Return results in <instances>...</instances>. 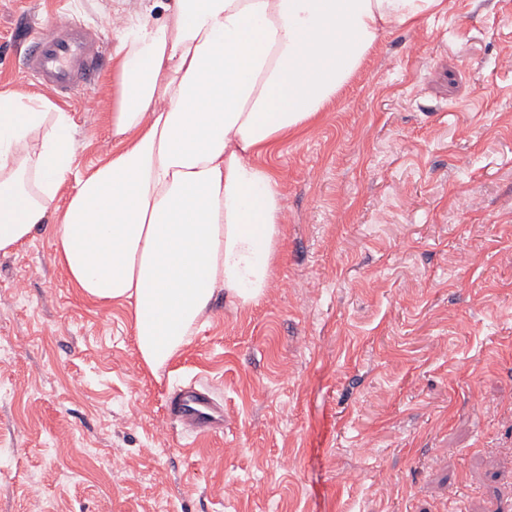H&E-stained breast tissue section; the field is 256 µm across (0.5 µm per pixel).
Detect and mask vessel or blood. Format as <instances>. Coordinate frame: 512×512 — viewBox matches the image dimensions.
I'll return each mask as SVG.
<instances>
[{
	"mask_svg": "<svg viewBox=\"0 0 512 512\" xmlns=\"http://www.w3.org/2000/svg\"><path fill=\"white\" fill-rule=\"evenodd\" d=\"M99 59L95 39L74 21L62 19L34 38L26 66L45 90L63 102L76 89L94 84ZM167 407L172 421L192 438L206 437L224 427V406L207 387H181L169 395Z\"/></svg>",
	"mask_w": 512,
	"mask_h": 512,
	"instance_id": "vessel-or-blood-1",
	"label": "vessel or blood"
}]
</instances>
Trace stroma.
I'll return each instance as SVG.
<instances>
[{"label": "stroma", "mask_w": 512, "mask_h": 512, "mask_svg": "<svg viewBox=\"0 0 512 512\" xmlns=\"http://www.w3.org/2000/svg\"><path fill=\"white\" fill-rule=\"evenodd\" d=\"M142 0H0V91L41 93L34 32L101 41L67 104L73 169L112 148L119 34ZM389 29L262 162L286 224L265 297L216 292L159 371L130 312L84 300L46 224L0 253V512H512V0ZM224 404L198 441L166 399ZM168 428L164 445L156 427Z\"/></svg>", "instance_id": "35a3bbf8"}]
</instances>
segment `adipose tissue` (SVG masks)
I'll return each instance as SVG.
<instances>
[{"instance_id":"1","label":"adipose tissue","mask_w":512,"mask_h":512,"mask_svg":"<svg viewBox=\"0 0 512 512\" xmlns=\"http://www.w3.org/2000/svg\"><path fill=\"white\" fill-rule=\"evenodd\" d=\"M444 0H166L122 33L107 160L74 175V120L0 92V252L27 243L74 181L56 258L78 295L127 305L151 371L185 344L216 290L245 307L284 241L276 173L257 164L302 134L388 27Z\"/></svg>"}]
</instances>
